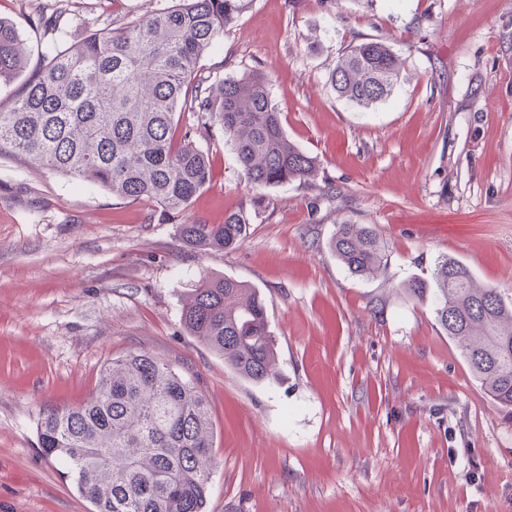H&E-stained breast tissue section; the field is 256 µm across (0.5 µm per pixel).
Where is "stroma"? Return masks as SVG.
Segmentation results:
<instances>
[{"label":"stroma","mask_w":512,"mask_h":512,"mask_svg":"<svg viewBox=\"0 0 512 512\" xmlns=\"http://www.w3.org/2000/svg\"><path fill=\"white\" fill-rule=\"evenodd\" d=\"M0 0L26 41L24 75L49 42L171 8L176 0ZM403 60L393 95L369 109L328 77L355 41ZM260 69L308 183L247 186L219 125L196 146L208 185L179 218L78 179L0 156V512H91L45 458L43 410L75 407L102 368L147 352L192 374L207 399L218 466L207 512H512V419L476 386L430 303L404 285L437 259L512 291V0H251L204 55L217 80ZM249 205L244 241L204 255L177 224H220ZM385 240L378 276L330 247L343 220ZM262 293L282 381L257 385L190 336L182 302L200 272Z\"/></svg>","instance_id":"35a3bbf8"}]
</instances>
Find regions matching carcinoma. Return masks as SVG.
Masks as SVG:
<instances>
[{"label":"carcinoma","mask_w":512,"mask_h":512,"mask_svg":"<svg viewBox=\"0 0 512 512\" xmlns=\"http://www.w3.org/2000/svg\"><path fill=\"white\" fill-rule=\"evenodd\" d=\"M247 5L179 0L91 33L73 49L46 45L37 75L9 110H0V154L92 181L120 199L151 201L173 217L210 180L194 125L180 119L208 115L250 188L308 181L317 162L288 138L266 73L197 79L201 58ZM26 64L19 33L0 19V83ZM401 67L386 43H353L336 61L330 84L340 99L369 108L390 97ZM249 224L241 208L222 224H180L178 237L208 255L234 248ZM331 247L357 277L372 278L388 262L385 242L366 224L342 222ZM432 280L428 288L413 279L408 291L431 302L480 389L512 410V295L477 285L466 265L448 257L436 263ZM181 320L243 380H279L276 338L258 289L204 271ZM37 433L41 452L63 464V476L94 512H206L217 467L207 401L192 377L147 352L106 364L96 395L42 412Z\"/></svg>","instance_id":"1"}]
</instances>
